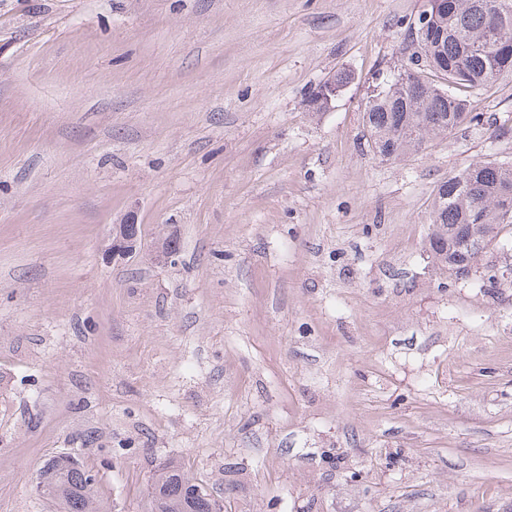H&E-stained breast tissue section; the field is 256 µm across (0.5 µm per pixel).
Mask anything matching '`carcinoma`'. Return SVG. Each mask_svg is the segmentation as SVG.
I'll return each instance as SVG.
<instances>
[{
	"label": "carcinoma",
	"instance_id": "1",
	"mask_svg": "<svg viewBox=\"0 0 512 512\" xmlns=\"http://www.w3.org/2000/svg\"><path fill=\"white\" fill-rule=\"evenodd\" d=\"M403 71L367 96L363 110L369 147L383 160L425 148L465 122H483L459 92L512 76V0H448V12H431L427 32L408 26ZM512 162L477 159L437 186L426 246L451 280L479 265L478 242L489 247L512 234ZM45 493L63 512H97L94 481L79 460L56 456L46 463ZM210 494L169 463L152 483L150 512H213Z\"/></svg>",
	"mask_w": 512,
	"mask_h": 512
}]
</instances>
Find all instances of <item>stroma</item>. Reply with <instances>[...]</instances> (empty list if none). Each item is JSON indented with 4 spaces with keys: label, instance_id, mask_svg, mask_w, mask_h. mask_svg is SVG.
Returning a JSON list of instances; mask_svg holds the SVG:
<instances>
[{
    "label": "stroma",
    "instance_id": "1",
    "mask_svg": "<svg viewBox=\"0 0 512 512\" xmlns=\"http://www.w3.org/2000/svg\"><path fill=\"white\" fill-rule=\"evenodd\" d=\"M425 7L0 0V512H59L64 453L102 512L169 461L224 512H512V288L425 247L440 182L512 162V78L397 160L363 127Z\"/></svg>",
    "mask_w": 512,
    "mask_h": 512
}]
</instances>
